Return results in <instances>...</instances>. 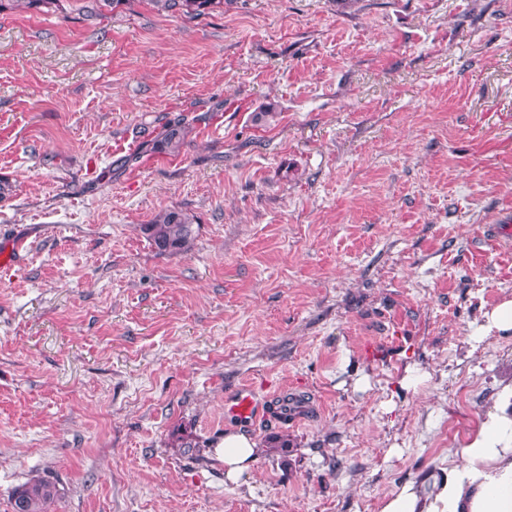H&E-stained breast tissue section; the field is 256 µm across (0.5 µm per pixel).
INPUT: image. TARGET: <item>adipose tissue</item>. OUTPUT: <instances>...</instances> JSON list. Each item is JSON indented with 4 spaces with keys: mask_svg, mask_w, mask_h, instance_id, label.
Segmentation results:
<instances>
[{
    "mask_svg": "<svg viewBox=\"0 0 512 512\" xmlns=\"http://www.w3.org/2000/svg\"><path fill=\"white\" fill-rule=\"evenodd\" d=\"M258 454L251 436L225 434L219 457L226 478L239 481ZM380 512H512V382L502 386L457 460L441 473L400 484Z\"/></svg>",
    "mask_w": 512,
    "mask_h": 512,
    "instance_id": "ef3b65f1",
    "label": "adipose tissue"
}]
</instances>
